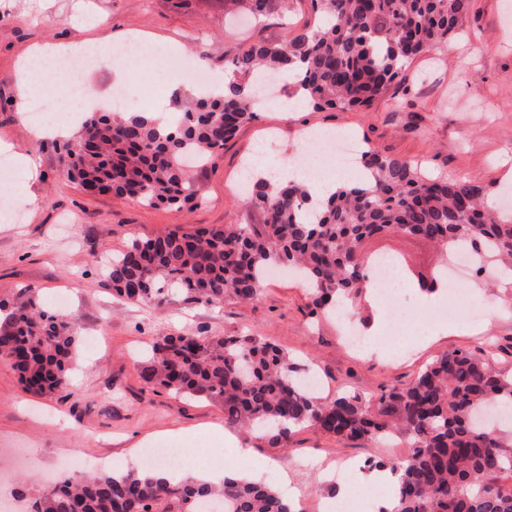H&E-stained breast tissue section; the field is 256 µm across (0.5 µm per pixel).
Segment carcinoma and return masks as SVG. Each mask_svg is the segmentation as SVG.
<instances>
[{"instance_id": "carcinoma-1", "label": "carcinoma", "mask_w": 512, "mask_h": 512, "mask_svg": "<svg viewBox=\"0 0 512 512\" xmlns=\"http://www.w3.org/2000/svg\"><path fill=\"white\" fill-rule=\"evenodd\" d=\"M319 23L292 28L280 43L264 40L225 54L234 80L224 93L185 107L172 93L179 121L167 132L150 112L86 113L65 143L67 176L97 194L143 205L181 207L197 190L185 158L210 162L238 129L265 106L253 74L294 79L292 95L312 110L368 108L420 54L465 30L472 0H310ZM366 179L341 188L311 215L307 189L295 182L251 181L247 204L261 224L178 228L135 239L110 257L103 272L113 290L163 311L186 306L248 303L266 270L291 263L301 270L314 308L338 297L351 309L366 293L365 243L376 236L424 239L448 250L468 245L502 272L512 273V218L487 207L492 187L448 180L421 165L369 149ZM0 360L25 389L52 394L66 383L75 348L62 321L29 288L0 301ZM142 379L177 394L224 405V419L250 431L277 424L271 443L311 427L341 440H375L399 431L409 456L374 467L402 470L394 512H512V438L490 425L512 407V375L496 365L493 344L477 352H446L405 387L371 400L344 393L332 401L305 391L299 368L261 336H166L152 345ZM295 512L269 485L224 478L219 483L157 480L151 471L79 474L40 491L31 512Z\"/></svg>"}]
</instances>
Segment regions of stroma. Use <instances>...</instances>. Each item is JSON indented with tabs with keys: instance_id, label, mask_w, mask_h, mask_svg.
I'll return each instance as SVG.
<instances>
[{
	"instance_id": "35a3bbf8",
	"label": "stroma",
	"mask_w": 512,
	"mask_h": 512,
	"mask_svg": "<svg viewBox=\"0 0 512 512\" xmlns=\"http://www.w3.org/2000/svg\"><path fill=\"white\" fill-rule=\"evenodd\" d=\"M500 2L473 0L470 29L480 34L481 44L464 35L421 54L406 66L403 81L371 107L287 115L265 107L197 170L196 200L174 208L145 207L112 194L91 197L69 181L60 141L32 144L16 109L21 58L47 39L68 43L89 36L95 23L116 41L134 30L151 44H176L185 57L220 77L226 52L251 41H280L286 23L313 22L310 0H296L286 20L274 12L256 18L243 0H0V142L17 153L35 151L32 189L39 198L32 205L20 197V169L0 183V299L38 289L47 308L78 328L69 382L55 394L25 392L17 373L0 362V470L9 475L0 492L27 506L67 456L124 472L138 465V442L176 448L186 434L190 459L220 457L274 487L282 483L280 466H288L302 489L294 501L297 512H322L333 499L337 481L330 472L338 461L367 468L410 453L405 440L339 441L310 428L294 432L287 446H274L268 435L227 425L220 404L189 400L142 380L140 364L163 336L263 337L301 367L312 368L325 399L344 392L377 397L382 389L409 383L436 355L472 351L489 339L497 346L498 365L512 374V315L497 317L486 308L491 297L512 302V288L495 280L486 292L470 294L473 313L464 319L424 324L416 312L409 314L398 357L390 361L384 345L369 355L351 349L342 323L312 314L308 290L293 277L269 280L249 303L174 304L157 312L115 294L97 262L132 240L175 228L261 223L236 186L242 166L271 138L277 141L276 156L290 161L302 150L306 129L333 128L442 175L501 184V163H512V19L505 18ZM366 248L402 255L416 271H430L442 260L440 249L420 239L376 238ZM96 336L102 342L94 348L90 340ZM226 433L236 436L237 447L218 445ZM18 448L26 456L21 465L12 456Z\"/></svg>"
}]
</instances>
